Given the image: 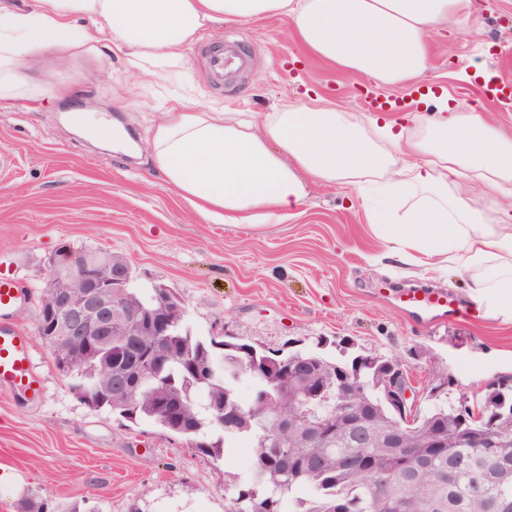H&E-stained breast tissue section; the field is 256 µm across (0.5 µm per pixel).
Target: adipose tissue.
Returning <instances> with one entry per match:
<instances>
[{"label":"adipose tissue","instance_id":"obj_1","mask_svg":"<svg viewBox=\"0 0 512 512\" xmlns=\"http://www.w3.org/2000/svg\"><path fill=\"white\" fill-rule=\"evenodd\" d=\"M487 10L482 0H0V110L54 94L34 60L96 56L107 42L164 80L203 29L280 15L310 56L381 87L414 84L432 68L431 44L480 35ZM424 100L432 111L394 119L316 95L262 113L187 102L158 112L147 151L215 224H279L315 188L356 186L391 256L468 274L479 309L512 321V136L458 100L431 90Z\"/></svg>","mask_w":512,"mask_h":512}]
</instances>
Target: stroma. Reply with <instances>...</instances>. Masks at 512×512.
<instances>
[{"label": "stroma", "mask_w": 512, "mask_h": 512, "mask_svg": "<svg viewBox=\"0 0 512 512\" xmlns=\"http://www.w3.org/2000/svg\"><path fill=\"white\" fill-rule=\"evenodd\" d=\"M244 40L248 71L209 79L205 49ZM427 80L434 91L490 114L512 133V105L478 97L461 74L472 62L512 79V0H494L482 40L434 42ZM192 95L219 112H270L307 93L347 112L365 110L367 81L309 57L282 17L225 24L188 50ZM47 78L60 94L37 107L0 111V278L28 295L9 324L31 337L45 394L32 402L0 393V512L33 496L74 503L80 512H228L225 472L250 465L246 441L229 442L222 460L188 448L160 426L88 408L54 366L36 335L49 261L61 245L103 249L130 264L134 287L162 284L184 301L192 332L224 334L269 353L321 348L396 358L415 383L421 410L434 396L452 405L512 386V321L405 315L395 294L446 292L475 309L467 276L432 279L385 257L358 191L316 189L296 217L279 224H214L136 155L82 138L71 113L103 112L145 143L154 104L177 108L187 91L133 69L125 51L74 61L51 59ZM448 370L439 384L434 367Z\"/></svg>", "instance_id": "1"}]
</instances>
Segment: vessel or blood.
<instances>
[{
  "mask_svg": "<svg viewBox=\"0 0 512 512\" xmlns=\"http://www.w3.org/2000/svg\"><path fill=\"white\" fill-rule=\"evenodd\" d=\"M250 63V55L236 41L212 49L208 56L209 73L218 82L227 74L247 70ZM24 298V291L14 282L0 280V391L21 393L37 401L43 396V380L33 367L30 338L25 331L3 323L8 312ZM398 303L405 312L418 315L459 310L455 299L445 293H405L400 295Z\"/></svg>",
  "mask_w": 512,
  "mask_h": 512,
  "instance_id": "b4317fda",
  "label": "vessel or blood"
}]
</instances>
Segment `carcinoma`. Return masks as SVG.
<instances>
[{
  "label": "carcinoma",
  "instance_id": "1",
  "mask_svg": "<svg viewBox=\"0 0 512 512\" xmlns=\"http://www.w3.org/2000/svg\"><path fill=\"white\" fill-rule=\"evenodd\" d=\"M129 309L152 306L157 289L142 290L129 284L118 289ZM171 335L153 338L133 355L112 358V372H130L137 385L129 396L112 395L101 406L129 422L152 421L180 436L198 453L214 461L224 456L225 439L250 442L251 463L241 475H227L236 496L230 512H512V392L494 389L473 407L475 416L463 420L448 402L419 414L411 426L401 424L383 392V378L395 358L378 360L369 369H353L355 358H337L321 351L297 350L270 356L224 351V364L211 362L201 370L194 363L205 359L210 342L192 334L182 311L171 314ZM54 362L65 360L66 378L72 387L105 394L111 379L100 367L104 357L95 351H72L65 343L50 349ZM238 358L257 364L269 359L279 363L272 378L254 381V392L239 397L236 384ZM287 371L293 383L316 384L333 396L327 411L301 417L296 404L281 393L279 373ZM350 374L363 388L352 397L340 394L337 380ZM224 403L234 425L224 436L210 403ZM364 403L363 430L349 414L352 404ZM396 431L409 448L405 455L390 448L386 436ZM463 463L455 482L448 485V466ZM482 470L485 484L473 493L470 473ZM386 473L394 494L379 493L374 473Z\"/></svg>",
  "mask_w": 512,
  "mask_h": 512
}]
</instances>
